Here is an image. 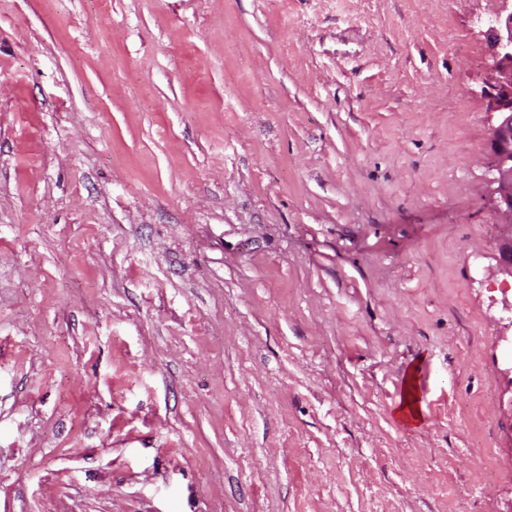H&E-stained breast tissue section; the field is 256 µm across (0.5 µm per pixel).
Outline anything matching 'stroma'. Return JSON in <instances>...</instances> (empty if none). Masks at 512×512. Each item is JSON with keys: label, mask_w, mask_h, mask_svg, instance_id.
Instances as JSON below:
<instances>
[{"label": "stroma", "mask_w": 512, "mask_h": 512, "mask_svg": "<svg viewBox=\"0 0 512 512\" xmlns=\"http://www.w3.org/2000/svg\"><path fill=\"white\" fill-rule=\"evenodd\" d=\"M499 8L0 0V512H512ZM501 2L505 4L504 14L498 13L486 22L496 84L489 110L498 113L490 140L493 163L489 180L496 185L501 223L512 227V1Z\"/></svg>", "instance_id": "1"}]
</instances>
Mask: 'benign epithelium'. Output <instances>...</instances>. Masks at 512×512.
Returning <instances> with one entry per match:
<instances>
[{"instance_id":"benign-epithelium-1","label":"benign epithelium","mask_w":512,"mask_h":512,"mask_svg":"<svg viewBox=\"0 0 512 512\" xmlns=\"http://www.w3.org/2000/svg\"><path fill=\"white\" fill-rule=\"evenodd\" d=\"M502 0L504 13L487 20L486 37L495 73V90L490 111L498 113L490 148L493 163L490 182L499 198L501 223L512 227V8Z\"/></svg>"}]
</instances>
